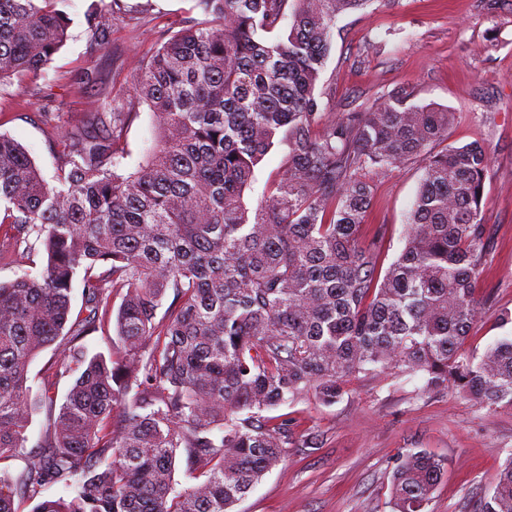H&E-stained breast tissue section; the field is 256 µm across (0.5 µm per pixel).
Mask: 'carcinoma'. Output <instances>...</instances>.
<instances>
[{
  "instance_id": "1",
  "label": "carcinoma",
  "mask_w": 512,
  "mask_h": 512,
  "mask_svg": "<svg viewBox=\"0 0 512 512\" xmlns=\"http://www.w3.org/2000/svg\"><path fill=\"white\" fill-rule=\"evenodd\" d=\"M54 2L0 0V86L65 45ZM370 2L196 0L202 18L181 22L134 88L159 139L133 173L120 171L131 113L110 106L74 125L46 117L62 154L53 186L0 133V263L16 268L0 281V459L23 453L46 413L37 460L0 475V512L19 497L32 512H233L288 447V418L267 412L333 404L361 374L512 409V336L465 348L486 264L488 150L437 149L455 112L407 92L320 110L336 16ZM113 6L89 14L96 33ZM277 144L278 178L252 208L245 194ZM416 157L404 246L386 266L384 225L358 237L372 176ZM32 233L37 272L19 247ZM110 324L111 353L88 355L81 341ZM61 337L33 390L31 362ZM181 463L196 479L183 488ZM447 471L425 450L397 456L391 512H428ZM55 484L68 494L43 496ZM481 512H512V452Z\"/></svg>"
}]
</instances>
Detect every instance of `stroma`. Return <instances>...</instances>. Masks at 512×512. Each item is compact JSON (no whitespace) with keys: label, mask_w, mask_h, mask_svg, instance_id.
Here are the masks:
<instances>
[{"label":"stroma","mask_w":512,"mask_h":512,"mask_svg":"<svg viewBox=\"0 0 512 512\" xmlns=\"http://www.w3.org/2000/svg\"><path fill=\"white\" fill-rule=\"evenodd\" d=\"M91 0H61L69 38L38 73L12 78L0 91V132L18 141L54 181L60 166L45 111L79 122L107 99L134 115L125 132L123 172L143 162L156 128L133 85L170 23L197 17L195 0H123L104 38L93 39ZM94 82H86V74ZM405 90L415 104L453 109L454 146L478 142L491 157L482 212L488 263L477 284L479 314L466 347L482 352L512 334L497 315L512 312V0H373L338 16L316 86L324 111L349 112ZM424 161L414 158L375 177L370 239L386 225L385 258L394 260ZM292 438L280 463L235 512H390L387 485L394 458L425 449L447 457L448 473L429 512H475L512 449V410L488 408L450 391L425 393L407 376L354 379L336 403L308 399L285 406Z\"/></svg>","instance_id":"1"}]
</instances>
